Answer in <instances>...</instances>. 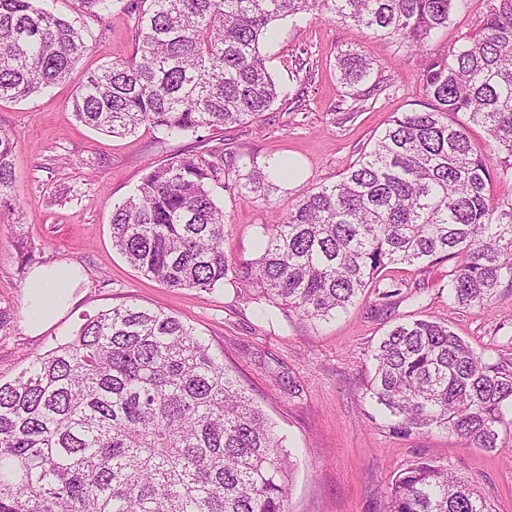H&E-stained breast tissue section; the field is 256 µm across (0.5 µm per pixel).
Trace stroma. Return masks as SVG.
Wrapping results in <instances>:
<instances>
[{"mask_svg": "<svg viewBox=\"0 0 512 512\" xmlns=\"http://www.w3.org/2000/svg\"><path fill=\"white\" fill-rule=\"evenodd\" d=\"M486 0H467L430 40L444 55L477 35ZM89 52L69 77L27 99L0 100V131L14 134L21 226L0 223V380L13 379L29 357L73 339L86 318L137 303L178 317L212 347L284 438L295 469L287 512H386L394 478L431 460L471 479L494 512H512V456L487 452L440 429L407 437L392 432L369 396L372 353L395 324L443 322L492 364L512 368V290L493 309L461 307L449 296L453 260L394 265L382 283L400 286L391 307L376 288L347 312L311 323L255 300L252 290L224 282L210 291L169 289L142 276L112 246V211L145 175L171 157L213 146L237 162L267 167L290 159L299 174L270 199L224 193V252L230 263L255 258L271 208L287 211L308 192L338 180L369 150L392 116L423 108V59L398 43L312 13L278 21L262 45L270 72L286 92L257 120L232 128L167 137L148 127L112 137L75 121L71 101L89 72L130 59L136 24L122 0L99 22L85 17ZM372 60L368 82L349 96L337 69L341 51ZM304 59L305 83L294 75ZM68 263L83 275L74 302L40 335L27 331L24 286L32 266Z\"/></svg>", "mask_w": 512, "mask_h": 512, "instance_id": "obj_1", "label": "stroma"}]
</instances>
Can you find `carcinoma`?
<instances>
[{"label":"carcinoma","mask_w":512,"mask_h":512,"mask_svg":"<svg viewBox=\"0 0 512 512\" xmlns=\"http://www.w3.org/2000/svg\"><path fill=\"white\" fill-rule=\"evenodd\" d=\"M115 0H80L99 19ZM462 0H126L136 53L79 86L71 115L103 133L143 125L168 135L239 124L281 89L261 43L274 22L315 12L425 57L426 109L392 117L332 184L274 212L259 257L224 255L226 190L269 199L270 172L224 154L178 156L150 170L112 212V246L169 288L226 279L310 321L345 311L389 265L456 260L460 305L491 308L512 288V0H487L479 34L446 57L433 33ZM88 51L80 18L44 0H0V99L65 79ZM342 84L372 63L340 54ZM488 144L476 148L470 125ZM15 136L0 132V219L20 213ZM369 393L399 436L440 428L496 452L512 407V372L487 363L436 321L387 331ZM293 460L265 414L211 348L176 317L135 303L87 319L74 338L0 382V512H287ZM386 512H493L467 477L429 460L392 482Z\"/></svg>","instance_id":"1"}]
</instances>
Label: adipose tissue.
<instances>
[{
    "label": "adipose tissue",
    "mask_w": 512,
    "mask_h": 512,
    "mask_svg": "<svg viewBox=\"0 0 512 512\" xmlns=\"http://www.w3.org/2000/svg\"><path fill=\"white\" fill-rule=\"evenodd\" d=\"M78 276L73 266L65 264L33 269L25 285L27 324L31 333H41L66 315Z\"/></svg>",
    "instance_id": "obj_1"
}]
</instances>
